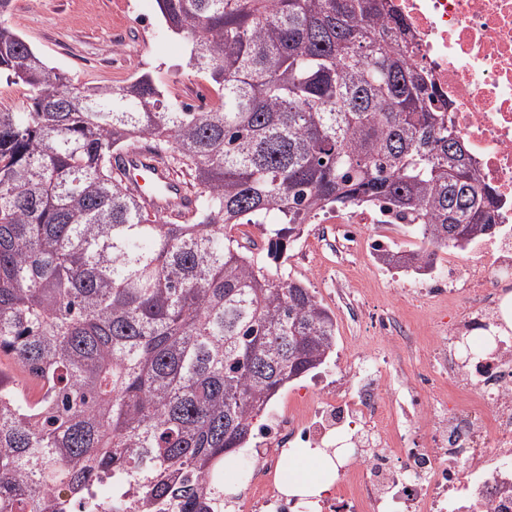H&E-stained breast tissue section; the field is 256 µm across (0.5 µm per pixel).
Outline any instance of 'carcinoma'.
Masks as SVG:
<instances>
[{
    "mask_svg": "<svg viewBox=\"0 0 512 512\" xmlns=\"http://www.w3.org/2000/svg\"><path fill=\"white\" fill-rule=\"evenodd\" d=\"M0 75V353L41 386L0 383V512H66L112 483L137 512H224V460L288 383L324 365L336 318L265 263L337 206L380 205L421 237L383 264L494 236L496 194L415 66L391 0H156L211 83L204 111L150 73L77 87L9 24ZM154 143L192 177L181 223L134 197L121 154ZM262 227L261 257L242 225ZM27 87L0 78V112H26L29 107Z\"/></svg>",
    "mask_w": 512,
    "mask_h": 512,
    "instance_id": "carcinoma-1",
    "label": "carcinoma"
}]
</instances>
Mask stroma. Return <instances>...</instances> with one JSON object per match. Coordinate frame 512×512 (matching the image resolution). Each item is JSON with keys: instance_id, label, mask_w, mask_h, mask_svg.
Listing matches in <instances>:
<instances>
[{"instance_id": "stroma-1", "label": "stroma", "mask_w": 512, "mask_h": 512, "mask_svg": "<svg viewBox=\"0 0 512 512\" xmlns=\"http://www.w3.org/2000/svg\"><path fill=\"white\" fill-rule=\"evenodd\" d=\"M11 26L51 66L77 86H122L142 73L163 84L177 103L204 108L200 92L207 83L186 65L185 45L171 34L159 16L155 0H13ZM345 227L335 211L317 216L291 238L277 263L279 274L302 281L336 318V350L323 374L344 375L359 359L378 366L384 394L404 395L394 369L402 363L416 373L427 358L430 338L422 329L448 313L447 304L407 307L394 290L402 277L357 247L340 248L337 236ZM358 272L356 288L376 311L411 322L420 334L415 347L396 348L382 336L352 320L343 297L351 272Z\"/></svg>"}]
</instances>
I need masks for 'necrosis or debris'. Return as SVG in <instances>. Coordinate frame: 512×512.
I'll return each instance as SVG.
<instances>
[{"instance_id":"4bbe7bcc","label":"necrosis or debris","mask_w":512,"mask_h":512,"mask_svg":"<svg viewBox=\"0 0 512 512\" xmlns=\"http://www.w3.org/2000/svg\"><path fill=\"white\" fill-rule=\"evenodd\" d=\"M413 34V59L449 100L448 116L484 181L499 195L496 221L512 224V0H392ZM477 262L430 289L400 293L447 302L422 378L398 403L380 395L367 362L298 410L260 425L245 492L250 512H296L276 485L289 444L340 439L345 479L323 512H512V251L477 244ZM428 427L426 446L416 443Z\"/></svg>"}]
</instances>
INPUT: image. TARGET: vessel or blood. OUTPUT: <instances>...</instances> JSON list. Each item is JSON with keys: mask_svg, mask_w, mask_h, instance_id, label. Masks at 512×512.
<instances>
[{"mask_svg": "<svg viewBox=\"0 0 512 512\" xmlns=\"http://www.w3.org/2000/svg\"><path fill=\"white\" fill-rule=\"evenodd\" d=\"M129 187L142 195L146 205L166 215L178 214L188 206L184 184L164 164L138 150L121 162Z\"/></svg>", "mask_w": 512, "mask_h": 512, "instance_id": "obj_1", "label": "vessel or blood"}]
</instances>
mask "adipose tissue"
I'll use <instances>...</instances> for the list:
<instances>
[{"instance_id":"obj_1","label":"adipose tissue","mask_w":512,"mask_h":512,"mask_svg":"<svg viewBox=\"0 0 512 512\" xmlns=\"http://www.w3.org/2000/svg\"><path fill=\"white\" fill-rule=\"evenodd\" d=\"M340 477L335 459L322 448H301L290 456L279 474L284 494L319 498Z\"/></svg>"}]
</instances>
